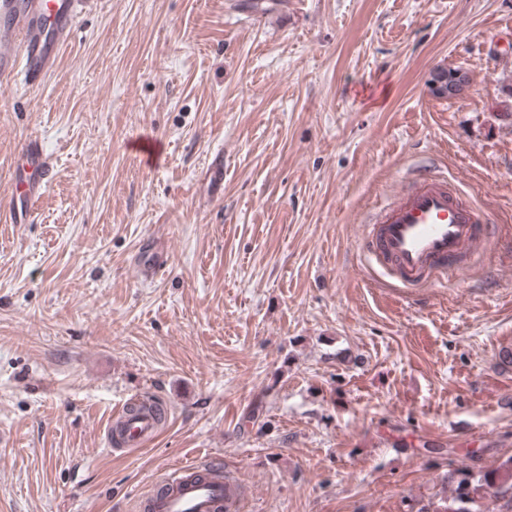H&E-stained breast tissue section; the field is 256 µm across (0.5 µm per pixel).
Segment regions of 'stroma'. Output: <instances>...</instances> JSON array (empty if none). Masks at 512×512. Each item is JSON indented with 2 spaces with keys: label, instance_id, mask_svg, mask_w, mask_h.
<instances>
[{
  "label": "stroma",
  "instance_id": "stroma-1",
  "mask_svg": "<svg viewBox=\"0 0 512 512\" xmlns=\"http://www.w3.org/2000/svg\"><path fill=\"white\" fill-rule=\"evenodd\" d=\"M238 2L90 0L40 86L0 81V211L26 140L53 162L0 222V512H139L206 453L244 512H407L512 454V272L407 302L358 252L424 155L512 226V0ZM137 394L168 417L112 451ZM460 71L458 69H444L437 71L433 77L431 84L435 88V92L440 96L456 97L460 95L466 88L468 81L465 74L458 77ZM22 164L17 166L20 176L15 172V195L8 206L6 222L25 224L33 221L43 190L52 177L49 155L38 139L28 140L20 148Z\"/></svg>",
  "mask_w": 512,
  "mask_h": 512
}]
</instances>
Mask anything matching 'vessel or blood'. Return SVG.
<instances>
[{
  "mask_svg": "<svg viewBox=\"0 0 512 512\" xmlns=\"http://www.w3.org/2000/svg\"><path fill=\"white\" fill-rule=\"evenodd\" d=\"M82 0H0V77L23 76L34 86L46 76L59 48L71 37ZM21 174L6 220H34L52 177L50 158L40 140L20 148ZM512 241L480 211L465 188L431 165L405 177L400 189L374 204L365 217L360 250L369 267L398 281L417 297L448 278L472 275L491 256L495 243ZM114 421L125 424L119 441L133 451L157 434L146 413L119 407ZM244 486L224 468L221 457L205 455L172 468L145 497L146 512H240Z\"/></svg>",
  "mask_w": 512,
  "mask_h": 512,
  "instance_id": "obj_1",
  "label": "vessel or blood"
}]
</instances>
